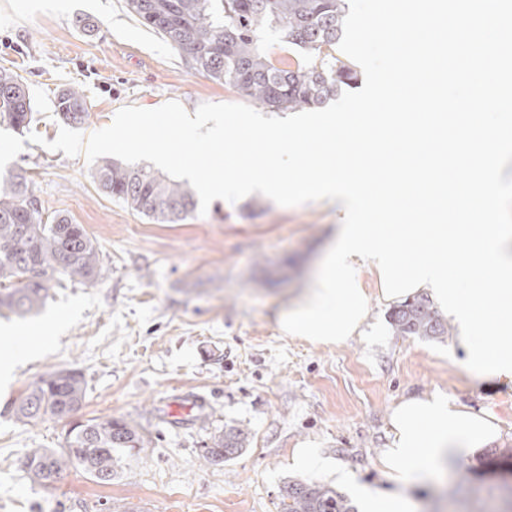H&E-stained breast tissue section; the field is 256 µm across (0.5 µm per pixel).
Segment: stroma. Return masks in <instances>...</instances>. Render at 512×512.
<instances>
[{"mask_svg": "<svg viewBox=\"0 0 512 512\" xmlns=\"http://www.w3.org/2000/svg\"><path fill=\"white\" fill-rule=\"evenodd\" d=\"M98 25L84 31L79 19ZM0 68L27 83L29 127L45 141L63 125L56 94L73 86L90 105L82 134L108 126L126 106L174 100L239 103L233 87L191 70L185 58L127 12L124 0H0ZM32 181L49 215L83 225L99 249L102 278L58 277L33 317L0 315V325L44 327L69 318L46 351L17 368L0 390V512H281L280 490L315 473L293 465L301 442L373 487L385 481L376 457L388 445V415L401 398L439 391L500 421L495 445L512 448V385L471 379L453 357V336L391 334L365 358L363 339L314 346L281 335L280 299L301 287L329 246L335 212L315 201L282 207L263 196L214 200L206 214L159 223L97 190L94 165L26 143L7 166ZM77 368L87 382L74 418L27 424L15 407L46 373ZM209 416L200 424L198 412ZM134 418L151 433L109 484L70 469L34 482L23 465L34 448L62 444L73 421ZM238 427L245 448L218 467L201 450L213 432ZM421 479L409 489L415 512H487L503 479L481 457ZM456 487L457 504L440 495Z\"/></svg>", "mask_w": 512, "mask_h": 512, "instance_id": "stroma-1", "label": "stroma"}]
</instances>
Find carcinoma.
Returning a JSON list of instances; mask_svg holds the SVG:
<instances>
[{"instance_id": "1", "label": "carcinoma", "mask_w": 512, "mask_h": 512, "mask_svg": "<svg viewBox=\"0 0 512 512\" xmlns=\"http://www.w3.org/2000/svg\"><path fill=\"white\" fill-rule=\"evenodd\" d=\"M125 8L181 53L192 70L235 88L271 112L319 107L358 80L356 70L336 56L346 0H125ZM266 29L274 30L293 56L279 57L266 49L261 44ZM54 108L68 124L88 119L86 98L75 88L60 91ZM33 120L22 77L0 69V124L22 131ZM94 181L104 194L159 223L182 221L197 205L190 186L112 160L97 166ZM57 274L98 281L99 251L82 225L59 215L45 216L26 175L11 174L0 180V310L19 315L38 311ZM390 318L401 336L448 333L447 323L424 296L399 305ZM86 392L80 371L60 369L35 382L15 414L29 423L68 417L81 407ZM246 440L244 430L230 427L211 437L201 457L209 466H221ZM145 443L144 428L133 418L76 421L63 446L33 448L24 465L43 485L71 467L109 484L122 472L126 458ZM281 504L282 512H354L343 494L316 482L286 483Z\"/></svg>"}]
</instances>
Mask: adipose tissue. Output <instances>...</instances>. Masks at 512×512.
<instances>
[{
  "label": "adipose tissue",
  "mask_w": 512,
  "mask_h": 512,
  "mask_svg": "<svg viewBox=\"0 0 512 512\" xmlns=\"http://www.w3.org/2000/svg\"><path fill=\"white\" fill-rule=\"evenodd\" d=\"M388 426L389 445L377 457V467L387 481L384 488L360 483L310 441L294 449L292 461L346 487L358 512H413L406 494L410 485L444 463L488 447L500 434L494 416L473 411L440 393L400 400L390 411Z\"/></svg>",
  "instance_id": "obj_1"
}]
</instances>
